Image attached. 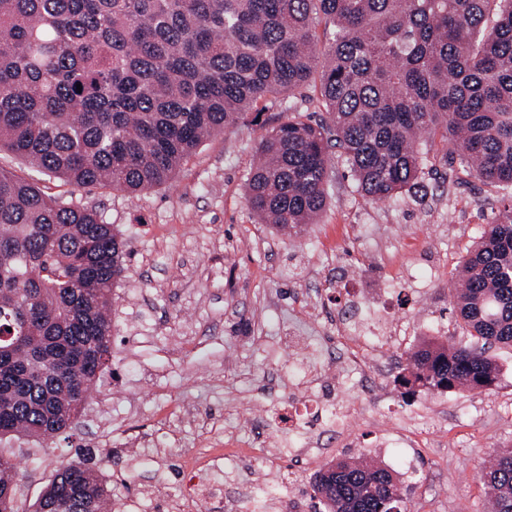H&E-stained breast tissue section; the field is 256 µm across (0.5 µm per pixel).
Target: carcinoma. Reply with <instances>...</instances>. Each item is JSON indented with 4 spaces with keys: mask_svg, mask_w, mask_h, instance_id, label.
I'll return each instance as SVG.
<instances>
[{
    "mask_svg": "<svg viewBox=\"0 0 512 512\" xmlns=\"http://www.w3.org/2000/svg\"><path fill=\"white\" fill-rule=\"evenodd\" d=\"M312 83L327 118L290 108L258 142L247 202L261 223H316L332 148L371 202L414 187L432 159L512 191V0H0V151L75 187L161 186L206 137ZM123 257L96 212L0 168V441L72 429L112 360ZM460 281L453 309L481 346L420 344L400 378L410 390L498 385L512 195ZM15 475L0 448V512H17ZM478 476L493 512H512V448ZM311 490L325 512H405L399 478L366 459L334 461ZM63 496L105 512L109 491L77 456L34 512Z\"/></svg>",
    "mask_w": 512,
    "mask_h": 512,
    "instance_id": "cac0c4a2",
    "label": "carcinoma"
}]
</instances>
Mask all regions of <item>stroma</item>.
Wrapping results in <instances>:
<instances>
[{"label":"stroma","mask_w":512,"mask_h":512,"mask_svg":"<svg viewBox=\"0 0 512 512\" xmlns=\"http://www.w3.org/2000/svg\"><path fill=\"white\" fill-rule=\"evenodd\" d=\"M313 120L325 109L313 87L288 103L260 107L202 143L165 185L137 194L109 187L75 188L0 152V167L35 183L64 204L97 212L125 243L124 270L112 296L113 356L128 371L106 372L69 438L5 442L16 458V508L34 505L57 469L81 455L107 485L111 512H165L158 496L178 488L184 512H224L195 497L174 458L198 459L220 448L242 424L288 392L278 375L280 340L300 336L312 353L334 347L312 303L335 294L336 283L395 277L412 247L437 249L445 276L426 297L416 289L428 270L409 265L398 278L393 313L406 326L390 343L396 364L380 399L366 397L348 377L353 426L330 447L334 458L373 459L399 476L407 512H491L477 472L493 449L512 448V348L498 346L493 391L417 393L398 383L423 335L466 344L451 311L458 271L501 205L503 192L463 173L439 179L426 171L412 191L365 201L339 157H332L327 205L297 234L260 223L247 203L245 176L262 135L289 106Z\"/></svg>","instance_id":"stroma-1"}]
</instances>
